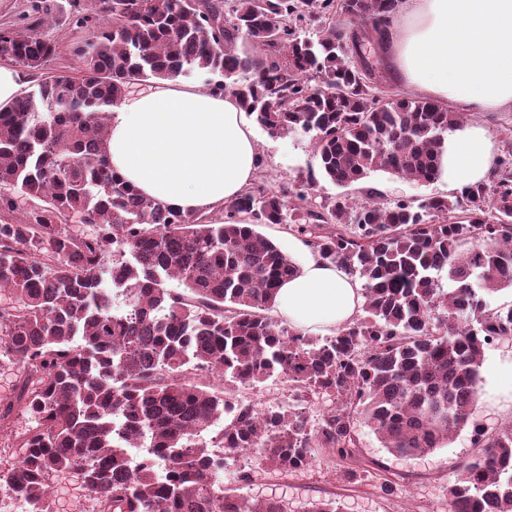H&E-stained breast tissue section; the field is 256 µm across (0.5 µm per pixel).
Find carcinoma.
<instances>
[{"label": "carcinoma", "instance_id": "obj_1", "mask_svg": "<svg viewBox=\"0 0 512 512\" xmlns=\"http://www.w3.org/2000/svg\"><path fill=\"white\" fill-rule=\"evenodd\" d=\"M399 2L68 0L78 22L101 20L74 49L76 78L46 71L58 42L0 27V64L34 76L0 105V363L17 369L0 444L19 449L0 466V495L60 512L51 487L71 475L95 512H290L276 495L217 486L224 462L247 452L286 473L324 448L356 484L372 477L358 465L360 424L400 457L468 425L484 350L512 336V304L486 300L512 290L511 143L487 182L417 205L339 195L318 206L314 176L276 188L260 174L224 205L244 215L230 224L142 195L107 152L108 113L130 85L197 71L270 135L314 133L319 171L338 186L377 170L433 181L463 114L406 93L382 102L364 49L389 41ZM20 196L42 204L23 211ZM261 224L288 225L362 279V314L326 337L275 318L278 285L300 266ZM210 371L224 386L202 380ZM273 377L288 384L278 410L229 395ZM319 396L330 408L312 420ZM17 407L33 422L18 435ZM472 443L448 512H512V426L476 427ZM300 512L342 508L321 499Z\"/></svg>", "mask_w": 512, "mask_h": 512}]
</instances>
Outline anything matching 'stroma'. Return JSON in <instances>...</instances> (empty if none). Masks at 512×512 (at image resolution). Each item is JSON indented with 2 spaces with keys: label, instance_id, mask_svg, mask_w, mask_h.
Returning a JSON list of instances; mask_svg holds the SVG:
<instances>
[{
  "label": "stroma",
  "instance_id": "1",
  "mask_svg": "<svg viewBox=\"0 0 512 512\" xmlns=\"http://www.w3.org/2000/svg\"><path fill=\"white\" fill-rule=\"evenodd\" d=\"M43 37L58 41L62 47L59 56L50 61L49 72L56 75H76L80 61L74 53L76 46L88 38V28L73 22L44 21L37 26ZM262 168L274 186H288L307 179L317 170L311 134L295 131L283 136L269 135L263 128H255ZM348 195L361 202L375 198L381 202L398 199L421 201L431 196L452 197L455 194L446 176L417 184L400 179L385 171H375L366 178L348 186ZM473 420L487 434L512 424V337L500 339L484 352ZM363 461L379 464L383 479L396 485L394 494L384 493L380 481L352 485L338 477V464L330 462L324 452H317L314 462L282 476H273L252 466L249 454L231 459L218 474V483L227 489L262 497L276 494L285 496L292 505L309 500L336 499L347 512H445L448 487L453 483L458 464L475 455L471 443L472 430L464 428L447 446L412 458L390 454L383 448L367 426L357 430ZM249 473V482H241L242 473Z\"/></svg>",
  "mask_w": 512,
  "mask_h": 512
}]
</instances>
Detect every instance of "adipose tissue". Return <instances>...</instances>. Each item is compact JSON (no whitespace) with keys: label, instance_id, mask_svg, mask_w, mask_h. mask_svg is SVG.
I'll use <instances>...</instances> for the list:
<instances>
[{"label":"adipose tissue","instance_id":"1","mask_svg":"<svg viewBox=\"0 0 512 512\" xmlns=\"http://www.w3.org/2000/svg\"><path fill=\"white\" fill-rule=\"evenodd\" d=\"M388 58L405 90L467 112L512 110V0H402ZM113 170L140 193L184 211H216L255 177L258 145L230 92L178 79L128 93L109 114ZM497 160L480 125L449 137L443 170L452 187L485 181ZM363 302L361 283L306 254L284 282L276 313L306 333H333Z\"/></svg>","mask_w":512,"mask_h":512}]
</instances>
